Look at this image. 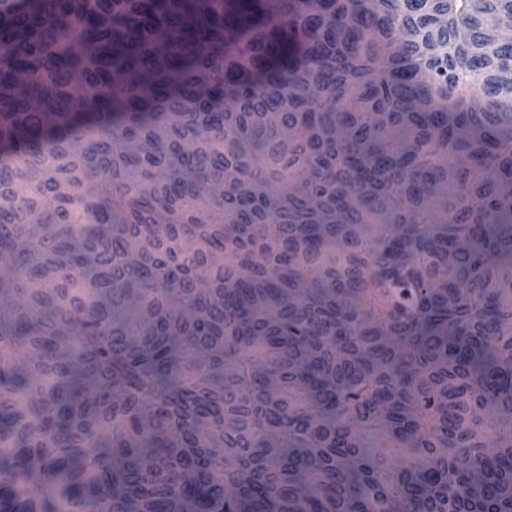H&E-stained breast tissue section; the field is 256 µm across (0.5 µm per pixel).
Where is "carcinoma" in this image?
I'll return each instance as SVG.
<instances>
[{
  "mask_svg": "<svg viewBox=\"0 0 512 512\" xmlns=\"http://www.w3.org/2000/svg\"><path fill=\"white\" fill-rule=\"evenodd\" d=\"M512 0H0V512H512Z\"/></svg>",
  "mask_w": 512,
  "mask_h": 512,
  "instance_id": "carcinoma-1",
  "label": "carcinoma"
}]
</instances>
